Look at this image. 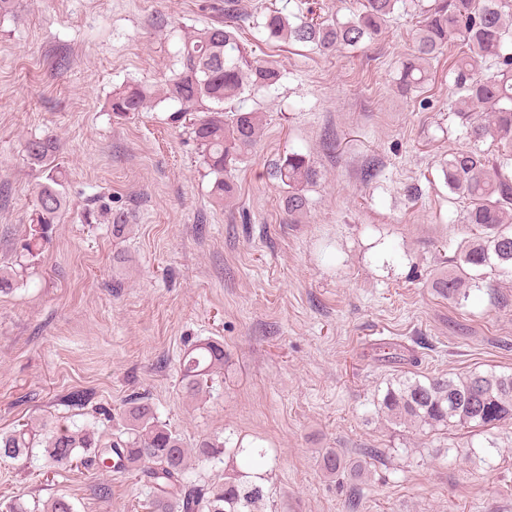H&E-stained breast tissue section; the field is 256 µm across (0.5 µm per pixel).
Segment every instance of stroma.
Masks as SVG:
<instances>
[{"label":"stroma","mask_w":512,"mask_h":512,"mask_svg":"<svg viewBox=\"0 0 512 512\" xmlns=\"http://www.w3.org/2000/svg\"><path fill=\"white\" fill-rule=\"evenodd\" d=\"M431 2L329 54L246 30L283 77L249 100L261 137L221 206L189 129L171 119L178 103L119 117L112 92L161 88L182 37L225 9L247 17L295 0H18L0 17V266L17 273L0 293V431L47 418L109 434L119 423L97 407L117 414L143 397L185 447L266 449L278 512H512L511 426L421 432L377 412L405 377L512 373V275L489 274L459 300L434 286L478 234L460 223L443 167L454 152L498 147L468 139L451 108L458 41L423 88L400 87ZM39 138L59 147L67 205L31 258L44 177L25 145ZM293 151L319 171L299 224L276 175ZM207 338L223 343L224 368L190 399L179 361ZM389 345L403 361L383 360ZM75 391L83 408L68 402ZM490 438L497 449L473 465L465 448ZM330 448L347 462L333 476L319 465ZM53 495L75 512H146L135 473L0 462V501Z\"/></svg>","instance_id":"1"}]
</instances>
